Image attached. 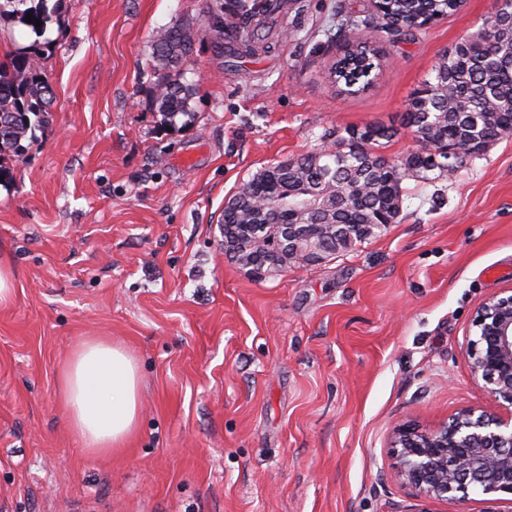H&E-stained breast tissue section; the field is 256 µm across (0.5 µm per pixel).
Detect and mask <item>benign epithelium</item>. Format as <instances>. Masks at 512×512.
<instances>
[{"label":"benign epithelium","instance_id":"1","mask_svg":"<svg viewBox=\"0 0 512 512\" xmlns=\"http://www.w3.org/2000/svg\"><path fill=\"white\" fill-rule=\"evenodd\" d=\"M294 215V224L267 225V242L279 241L277 249L253 244L246 224L221 225L224 245L237 249L256 271L288 259L320 257L314 227L301 221L305 212ZM472 326L476 339L467 347L471 374L512 408V294L482 303ZM392 447L400 476L422 499L418 512H435L432 503L456 493H480L491 504L499 502V494L512 496V415L505 420L467 410L430 431L403 424L395 429Z\"/></svg>","mask_w":512,"mask_h":512}]
</instances>
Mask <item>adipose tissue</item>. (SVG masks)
Masks as SVG:
<instances>
[{
    "label": "adipose tissue",
    "instance_id": "1",
    "mask_svg": "<svg viewBox=\"0 0 512 512\" xmlns=\"http://www.w3.org/2000/svg\"><path fill=\"white\" fill-rule=\"evenodd\" d=\"M69 426L80 445L103 454L124 448L139 420V376L120 345L84 342L60 372Z\"/></svg>",
    "mask_w": 512,
    "mask_h": 512
}]
</instances>
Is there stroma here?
Instances as JSON below:
<instances>
[{"instance_id": "1", "label": "stroma", "mask_w": 512, "mask_h": 512, "mask_svg": "<svg viewBox=\"0 0 512 512\" xmlns=\"http://www.w3.org/2000/svg\"><path fill=\"white\" fill-rule=\"evenodd\" d=\"M283 3L257 54L196 38L192 114L171 127L154 41L213 0H63L49 121L0 185V512H413L398 425L512 414L465 354L477 308L512 290V134L454 179L404 180L398 222L338 257L257 275L219 226L242 183L325 132L388 127L380 152L404 161L412 98L498 0L410 41L367 35L361 89L327 75L337 0ZM92 337L141 378L139 430L111 456L80 446L59 388Z\"/></svg>"}]
</instances>
